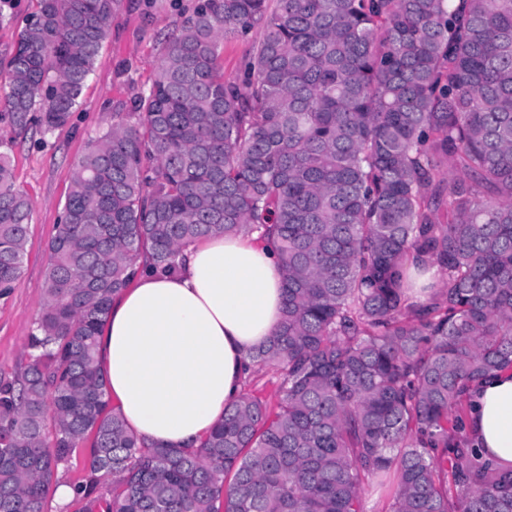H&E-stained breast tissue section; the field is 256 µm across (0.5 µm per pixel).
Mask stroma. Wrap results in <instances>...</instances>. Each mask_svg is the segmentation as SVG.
<instances>
[{
  "instance_id": "stroma-1",
  "label": "stroma",
  "mask_w": 512,
  "mask_h": 512,
  "mask_svg": "<svg viewBox=\"0 0 512 512\" xmlns=\"http://www.w3.org/2000/svg\"><path fill=\"white\" fill-rule=\"evenodd\" d=\"M195 0H122L96 57L79 104L68 122L49 133L37 124L21 130L0 119V149L9 151L15 184L32 203L26 254L18 279L0 294V378L26 365L28 338L44 303L48 244L68 195L71 169L113 119L131 112L137 96L156 77L169 37L177 34ZM34 0H11L0 13V61L30 21ZM262 39L261 26L225 42V82L238 80Z\"/></svg>"
}]
</instances>
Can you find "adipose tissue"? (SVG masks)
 I'll return each instance as SVG.
<instances>
[{
    "label": "adipose tissue",
    "mask_w": 512,
    "mask_h": 512,
    "mask_svg": "<svg viewBox=\"0 0 512 512\" xmlns=\"http://www.w3.org/2000/svg\"><path fill=\"white\" fill-rule=\"evenodd\" d=\"M178 263L177 274L147 270L114 295L97 338L109 400L155 448L199 446L284 315L281 265L258 234L203 239ZM466 404L476 445L511 463L512 369L473 385Z\"/></svg>",
    "instance_id": "1"
}]
</instances>
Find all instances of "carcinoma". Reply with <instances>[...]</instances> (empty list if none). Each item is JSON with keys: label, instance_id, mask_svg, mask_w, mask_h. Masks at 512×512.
Masks as SVG:
<instances>
[{"label": "carcinoma", "instance_id": "cac0c4a2", "mask_svg": "<svg viewBox=\"0 0 512 512\" xmlns=\"http://www.w3.org/2000/svg\"><path fill=\"white\" fill-rule=\"evenodd\" d=\"M0 116L43 132L76 108L120 0H36ZM197 0L149 94L71 172L28 364L0 380V512H47L82 467L81 512H512V466L475 447L466 387L512 368V0ZM260 48L224 83V41ZM457 173L440 178V159ZM31 203L0 151V294ZM258 231L279 253V331L193 449L149 448L105 399L96 338L139 255ZM442 279L425 304L410 265ZM116 479L112 496L102 485ZM81 471L74 465H60L55 470L48 496V512H80L82 507L81 500H75L72 504L65 506L75 497V490L70 484H75L80 480ZM64 481V482H63ZM61 482V483H60ZM68 482V483H67ZM59 483V484H58ZM70 483V484H69ZM57 486V487H56ZM56 489V490H55ZM55 493V495H54ZM58 504L60 507L54 504ZM65 506V507H63ZM391 502L388 479L376 476L368 479L362 496L363 512H389Z\"/></svg>", "mask_w": 512, "mask_h": 512}]
</instances>
